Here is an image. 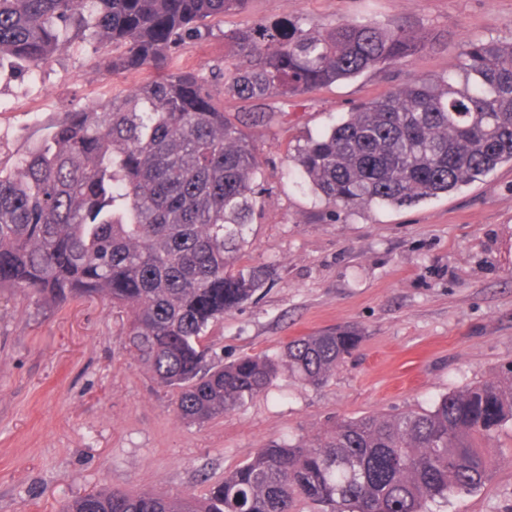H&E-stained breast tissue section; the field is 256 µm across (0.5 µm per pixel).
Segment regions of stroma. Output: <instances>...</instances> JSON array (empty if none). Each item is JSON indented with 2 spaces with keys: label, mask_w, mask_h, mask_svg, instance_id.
<instances>
[{
  "label": "stroma",
  "mask_w": 512,
  "mask_h": 512,
  "mask_svg": "<svg viewBox=\"0 0 512 512\" xmlns=\"http://www.w3.org/2000/svg\"><path fill=\"white\" fill-rule=\"evenodd\" d=\"M282 17L326 30L342 19L429 34L431 46L288 99L225 97L230 118L271 112L248 132L266 204L236 265L263 286L210 329L215 358L279 354L290 340L358 328L357 350L321 386L280 376L237 410L189 425L175 393L126 348L127 315L99 300L38 304L0 290V512H61L91 490L203 495L272 440L310 439L342 419L429 409L443 394L512 366V163L410 207L334 209L287 160L361 103L457 72L467 41H512V0H250L213 21L162 70L109 75L74 42L40 68L0 57V163L13 166L65 113L144 79L208 73L224 35ZM495 461L480 489L431 512H512V422L481 443Z\"/></svg>",
  "instance_id": "1"
}]
</instances>
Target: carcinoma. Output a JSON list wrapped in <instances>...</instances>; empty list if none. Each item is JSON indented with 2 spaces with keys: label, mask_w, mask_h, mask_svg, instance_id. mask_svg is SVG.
<instances>
[{
  "label": "carcinoma",
  "mask_w": 512,
  "mask_h": 512,
  "mask_svg": "<svg viewBox=\"0 0 512 512\" xmlns=\"http://www.w3.org/2000/svg\"><path fill=\"white\" fill-rule=\"evenodd\" d=\"M249 0H0V56L38 67L73 41L114 74L163 64ZM204 75L150 79L69 112L15 169L0 167V287L37 302L103 299L129 313V351L201 424L288 374L320 386L359 346L353 326L289 341L275 356L208 364L207 332L247 302L261 274L234 265L261 207L263 162L223 95L290 98L404 63L429 46L405 25L283 19L224 36ZM325 204L411 206L512 163V43L475 39L459 71L363 103L296 150ZM512 421V379L448 393L423 411L336 423L270 442L204 496L93 490L64 512H426L481 488L478 441Z\"/></svg>",
  "instance_id": "obj_1"
}]
</instances>
